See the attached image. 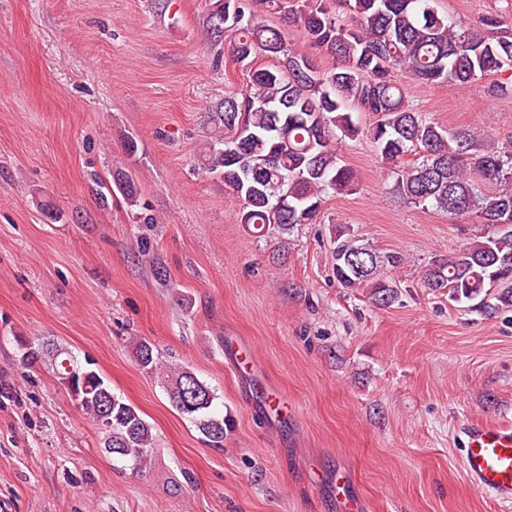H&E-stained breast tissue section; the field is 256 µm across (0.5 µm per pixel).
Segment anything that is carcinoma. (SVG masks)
I'll list each match as a JSON object with an SVG mask.
<instances>
[{"label": "carcinoma", "instance_id": "1", "mask_svg": "<svg viewBox=\"0 0 512 512\" xmlns=\"http://www.w3.org/2000/svg\"><path fill=\"white\" fill-rule=\"evenodd\" d=\"M433 0H213L207 34L229 39V54L243 63L260 54L278 64L249 71V80L208 113L212 131L197 151L199 167L220 177L242 201L238 221L258 234L290 233L317 219L323 193H351L355 172L339 163L335 144L370 137L407 200L451 218L475 216L494 232L468 243L453 256L421 270L423 286L452 287L461 308L512 307V145L484 153L474 136L451 132L427 120L409 101L405 80L468 84L512 64V40L494 36L486 18L458 26ZM272 9L301 29L306 41L336 64L321 69L288 47L286 33L256 20L257 8ZM350 22L339 19L338 10ZM375 117L363 130L353 107ZM241 146L224 164V150ZM412 155L414 161L403 162ZM487 187L486 191L478 185ZM130 205L138 186L130 175L118 180ZM334 272L341 287L366 288L377 306L399 301L388 268L402 257L381 253L348 225L334 229ZM137 364L160 376L172 406L205 442L220 448L227 427L216 412L215 391L187 367L163 369L147 341L134 343ZM46 363L56 378L78 393L77 405L97 426L105 451L139 470L151 454V425L112 392L91 362L81 364L62 348L43 343L24 356Z\"/></svg>", "mask_w": 512, "mask_h": 512}]
</instances>
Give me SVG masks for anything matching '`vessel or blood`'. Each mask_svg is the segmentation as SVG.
Masks as SVG:
<instances>
[{"instance_id":"obj_1","label":"vessel or blood","mask_w":512,"mask_h":512,"mask_svg":"<svg viewBox=\"0 0 512 512\" xmlns=\"http://www.w3.org/2000/svg\"><path fill=\"white\" fill-rule=\"evenodd\" d=\"M224 356L237 370L254 363L250 345L240 340L229 342ZM253 393L262 399L267 414L282 413L285 398L277 388L260 384L254 387ZM463 434L466 438L462 456L465 479L499 503L512 504V427L472 423L465 427ZM334 487L344 512H364L363 501L351 496L344 474H337Z\"/></svg>"}]
</instances>
